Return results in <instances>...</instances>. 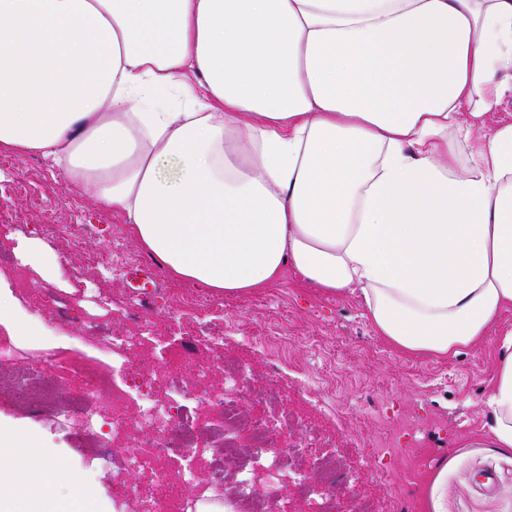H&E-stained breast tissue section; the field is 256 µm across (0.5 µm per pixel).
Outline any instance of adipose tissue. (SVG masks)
Instances as JSON below:
<instances>
[{
  "instance_id": "ef3b65f1",
  "label": "adipose tissue",
  "mask_w": 512,
  "mask_h": 512,
  "mask_svg": "<svg viewBox=\"0 0 512 512\" xmlns=\"http://www.w3.org/2000/svg\"><path fill=\"white\" fill-rule=\"evenodd\" d=\"M512 0H0V148L227 295L283 269L446 355L512 306ZM487 433L512 449V330ZM112 512L0 421V512Z\"/></svg>"
}]
</instances>
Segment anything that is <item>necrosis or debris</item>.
Instances as JSON below:
<instances>
[{"label":"necrosis or debris","instance_id":"necrosis-or-debris-1","mask_svg":"<svg viewBox=\"0 0 512 512\" xmlns=\"http://www.w3.org/2000/svg\"><path fill=\"white\" fill-rule=\"evenodd\" d=\"M60 366L79 381L78 388L62 399L48 382L50 372ZM140 377L141 386L134 388L118 383L114 375L94 364L49 354L42 364L17 375L15 391L22 405L60 408L65 415L78 416L92 436L97 433L102 409L111 411L112 430L117 434L128 435L135 415L156 425L157 433L149 442L130 437L125 455L129 467L151 468L156 488L143 493L124 483L113 484L112 495L120 501H140L145 512H186V494L201 482L221 486L236 501L239 512H288L278 489H260L253 482L256 469L264 466L274 473L281 468L277 462H262L261 450L268 445L270 426L262 417L243 414L245 402L269 400L272 387L257 386L242 369H235L228 376L230 391L211 396L212 413L200 422L188 407L196 390L185 381L173 349L156 350ZM320 467V484L302 476L293 484V499L302 512H369L366 496L342 500L330 494V487L336 484L333 458H324Z\"/></svg>","mask_w":512,"mask_h":512}]
</instances>
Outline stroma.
Here are the masks:
<instances>
[{
  "mask_svg": "<svg viewBox=\"0 0 512 512\" xmlns=\"http://www.w3.org/2000/svg\"><path fill=\"white\" fill-rule=\"evenodd\" d=\"M73 224L90 226V234L72 236ZM24 250L38 265L21 274L0 268L14 315L38 322L34 334L12 339L17 368L56 348L111 367L116 327L160 346L175 338L195 348L198 360L228 354L258 384L272 382L277 406L244 407L271 421L266 455L284 456L317 436L341 462L338 496L365 492L379 512H512V450L488 437L484 405L495 382L498 333L512 329V306L480 342L446 356L395 347L373 332L355 296L319 293L289 269L249 294L200 288L201 310L173 316L170 299L186 281L144 251L121 216L86 198L38 154L0 149V251ZM144 265L154 271L153 285L131 287L127 271ZM90 310L107 316L109 327L88 333L82 315ZM214 329L223 346H212ZM1 416L57 449L99 496L111 497L116 481L152 480L149 469H125V440L113 435L110 422L99 432L109 450L103 459L79 418L62 423L51 412L22 408L6 375ZM296 418L303 428L289 429Z\"/></svg>",
  "mask_w": 512,
  "mask_h": 512,
  "instance_id": "obj_1",
  "label": "stroma"
}]
</instances>
